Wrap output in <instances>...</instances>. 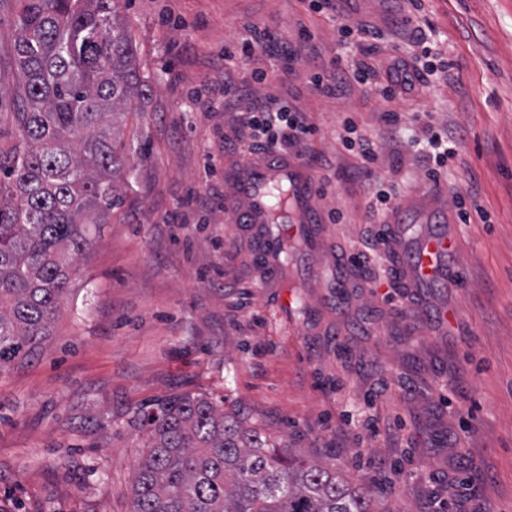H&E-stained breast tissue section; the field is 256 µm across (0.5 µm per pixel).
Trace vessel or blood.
I'll list each match as a JSON object with an SVG mask.
<instances>
[{
    "label": "vessel or blood",
    "mask_w": 512,
    "mask_h": 512,
    "mask_svg": "<svg viewBox=\"0 0 512 512\" xmlns=\"http://www.w3.org/2000/svg\"><path fill=\"white\" fill-rule=\"evenodd\" d=\"M226 183L241 206L243 221L255 227L262 263L273 273L282 272L288 253L283 229L272 218L275 193L285 191L289 217L300 224L315 223L317 181L311 168L294 155L262 152L228 175ZM453 252L448 230L424 235L410 267L402 274L418 285L444 277L453 271Z\"/></svg>",
    "instance_id": "1"
}]
</instances>
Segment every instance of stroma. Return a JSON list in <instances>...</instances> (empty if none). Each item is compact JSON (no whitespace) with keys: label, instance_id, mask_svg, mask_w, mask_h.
Segmentation results:
<instances>
[{"label":"stroma","instance_id":"stroma-1","mask_svg":"<svg viewBox=\"0 0 512 512\" xmlns=\"http://www.w3.org/2000/svg\"><path fill=\"white\" fill-rule=\"evenodd\" d=\"M335 3L317 13L306 0H120L152 92L132 102L123 129L125 200L92 225L52 335L0 368V512H130L149 444L134 416L185 393L370 487L378 512H512V0H419L418 19L454 67L397 103L394 133L366 86L326 96L310 77L342 54L345 24L379 32L373 63L412 54L394 32L409 4ZM14 4L0 0L5 141L20 109ZM251 21L298 60L268 54L225 70V45ZM256 66L267 81L225 108V80L247 82ZM272 96L316 127L287 151L316 175L323 237L312 245L290 229L275 279L224 202L226 173L248 160L246 111ZM351 112L381 150L372 184L402 200L441 197L458 285L404 287L385 246L370 248L372 185L352 178L356 160L337 138ZM425 112L439 132L462 133L436 187L420 144ZM462 202L482 216L461 223ZM343 252L363 265L340 290L325 273Z\"/></svg>","mask_w":512,"mask_h":512}]
</instances>
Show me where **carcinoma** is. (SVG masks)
<instances>
[{
  "instance_id": "carcinoma-1",
  "label": "carcinoma",
  "mask_w": 512,
  "mask_h": 512,
  "mask_svg": "<svg viewBox=\"0 0 512 512\" xmlns=\"http://www.w3.org/2000/svg\"><path fill=\"white\" fill-rule=\"evenodd\" d=\"M14 25L22 111L0 141V368L50 335L88 225L122 203L116 123L151 89L119 0H17ZM136 421L150 449L130 512H376L370 488L293 458L205 396L170 397Z\"/></svg>"
}]
</instances>
